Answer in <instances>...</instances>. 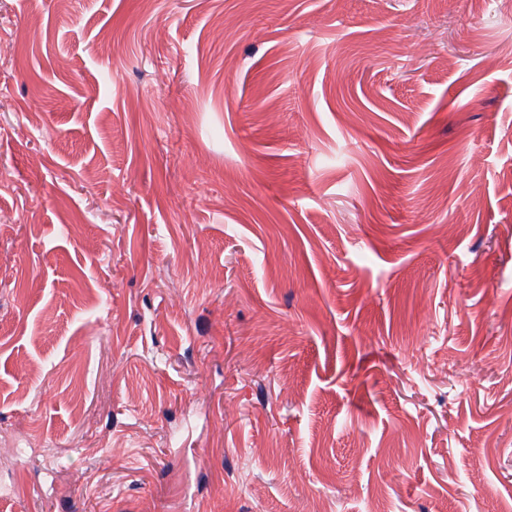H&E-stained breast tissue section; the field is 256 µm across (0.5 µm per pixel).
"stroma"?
<instances>
[{"instance_id": "obj_1", "label": "stroma", "mask_w": 512, "mask_h": 512, "mask_svg": "<svg viewBox=\"0 0 512 512\" xmlns=\"http://www.w3.org/2000/svg\"><path fill=\"white\" fill-rule=\"evenodd\" d=\"M512 512V7L0 0V512Z\"/></svg>"}]
</instances>
